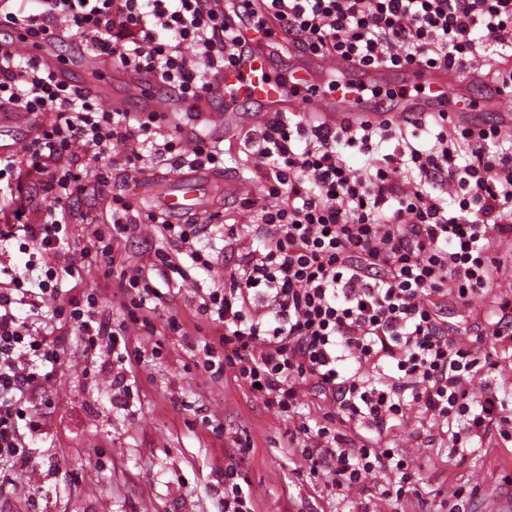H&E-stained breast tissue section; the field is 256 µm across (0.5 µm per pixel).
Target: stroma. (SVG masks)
<instances>
[{
	"instance_id": "stroma-1",
	"label": "stroma",
	"mask_w": 512,
	"mask_h": 512,
	"mask_svg": "<svg viewBox=\"0 0 512 512\" xmlns=\"http://www.w3.org/2000/svg\"><path fill=\"white\" fill-rule=\"evenodd\" d=\"M75 207L87 221L75 226L74 242L56 261L74 264L79 275L62 282L61 295L103 289L107 314L119 318L121 299L104 289V263H84L80 254L94 225L109 222L110 203L87 195ZM205 244L215 266L200 274L199 285L216 288L245 244ZM173 314L196 338L211 337L190 286L172 290L169 303L152 313L157 336L134 340L145 355L133 366L134 398L125 410L112 404L111 374L96 370L103 353L66 330L61 365L44 397L29 403L42 431L29 439V464L9 471L0 487V512H224L235 484L250 491V512H491L495 492L512 486V440L492 430L482 447L458 454L435 440L434 422L413 417L385 442L409 457L414 491L395 500L369 481L338 494L308 475L289 441L291 422L268 411L232 373L210 378L178 337L165 334ZM156 346L161 353L154 357ZM238 436L250 441L241 459L231 455Z\"/></svg>"
}]
</instances>
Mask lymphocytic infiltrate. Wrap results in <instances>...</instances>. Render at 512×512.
<instances>
[{"label": "lymphocytic infiltrate", "mask_w": 512, "mask_h": 512, "mask_svg": "<svg viewBox=\"0 0 512 512\" xmlns=\"http://www.w3.org/2000/svg\"><path fill=\"white\" fill-rule=\"evenodd\" d=\"M266 2L303 50L365 66L468 70L481 53L512 59V0ZM0 23L49 42L75 31L94 53L192 99L239 52L222 0H38L30 11L0 0ZM16 107L32 114L36 135L23 158L0 157V167L36 176L50 203L40 222L28 221L21 204L0 225V238H21L27 256L23 272L0 269V464L11 468L27 465L24 433L40 427L18 402L51 379L64 353L36 323L45 298L58 293L51 257L72 238L73 200L91 191L112 202L110 223L97 226L81 256L103 260L116 277L124 317H107L96 290L53 315L117 362L119 407L133 395L126 364L144 356L131 346V328L154 333L152 305L164 289L213 269L201 238H240L220 215L174 224L112 189L113 168L141 171L148 146L182 166L223 169L222 139L166 133L167 113L104 108L51 61L0 50V112ZM246 144L262 179L260 193L239 202L256 214L247 227L255 245L223 287L198 295L196 313L213 326L212 338H194L178 317L167 322L202 352L203 371L220 379L233 370L281 417L305 395L323 400L328 412L294 433L309 475L328 476L342 491L380 478L383 495H403L411 463L382 441L413 413L444 426L454 449L471 447L493 424L512 437V394L473 389L476 376L499 367L482 346L512 339V296H496L470 343L448 328L449 303L465 307L491 293L502 266L494 241L512 242V140L495 124L457 126L444 112L375 125L278 112ZM353 152L363 166L348 163ZM146 223L161 246L145 264L117 263Z\"/></svg>", "instance_id": "f902f5d3"}]
</instances>
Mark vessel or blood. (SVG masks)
<instances>
[{
	"label": "vessel or blood",
	"instance_id": "1",
	"mask_svg": "<svg viewBox=\"0 0 512 512\" xmlns=\"http://www.w3.org/2000/svg\"><path fill=\"white\" fill-rule=\"evenodd\" d=\"M226 24L237 33L245 46L234 65L225 67L213 81V89L224 97L225 114L216 118L206 107L205 99L182 100L174 92H160L150 76H136L113 108L132 112H185L198 125L223 121L225 130L239 127L249 106H259L266 115L282 108L294 112H315L329 124L361 121L378 122L393 115L412 118L425 112H446L462 126L476 122L480 113L493 112L501 128L512 127V114L499 111L502 88L484 81L479 92H470L471 82L456 69H428L412 66L402 75L416 94L401 96L396 101L363 96V89L392 81L394 70L364 67L340 55L310 54L291 67L286 76H278L272 52L282 23L264 5L263 0H240L239 5L224 14ZM217 178L204 168L173 178L151 182V193L157 208L169 215L203 217L215 210L218 201L213 194Z\"/></svg>",
	"mask_w": 512,
	"mask_h": 512
}]
</instances>
